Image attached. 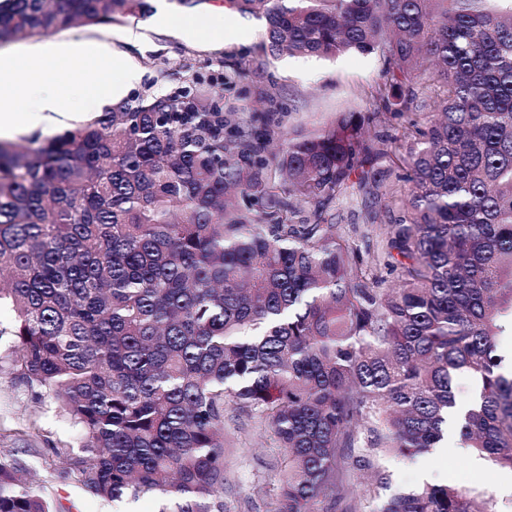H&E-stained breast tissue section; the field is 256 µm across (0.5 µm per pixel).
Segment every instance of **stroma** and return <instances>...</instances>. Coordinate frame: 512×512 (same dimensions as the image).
<instances>
[{
  "instance_id": "35a3bbf8",
  "label": "stroma",
  "mask_w": 512,
  "mask_h": 512,
  "mask_svg": "<svg viewBox=\"0 0 512 512\" xmlns=\"http://www.w3.org/2000/svg\"><path fill=\"white\" fill-rule=\"evenodd\" d=\"M171 14L173 20L167 24L149 15L131 17L109 28L76 26L2 44L0 55L19 53L27 64L35 65L50 46H85L120 54L138 73L129 83L122 72L113 74L114 81L124 82L129 95L148 89L176 91L191 86L196 78H211L223 96L228 120L236 124L245 122L251 113L284 108L287 127L311 129L329 124L343 112L363 114L376 109L364 93L368 85L383 80L385 65L376 55L352 53L333 61L270 56L264 49V18L229 12L223 0H205L195 9V17L203 19L206 28L192 36L177 23L186 16V9L176 5ZM241 26L248 27V37H231V29ZM132 29L140 37L130 42L126 34ZM263 92L270 94V101H260ZM224 426L227 437L235 442L227 457V478L233 490L226 493V502L232 512H264L277 484V473L268 466L267 435L230 410L225 413ZM81 438V430L38 389L29 387L9 368L0 369V451L16 454L30 479L67 512H161L168 505V498L157 494L108 502L56 478V449H67L70 459H79ZM380 465L390 476L391 489L422 485L421 474L426 471L432 483L488 492L499 512H512V487L502 483V468L487 460L473 468L459 448L412 458L385 455Z\"/></svg>"
}]
</instances>
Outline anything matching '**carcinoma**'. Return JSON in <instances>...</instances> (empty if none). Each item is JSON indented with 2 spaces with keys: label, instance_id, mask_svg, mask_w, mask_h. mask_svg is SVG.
I'll return each mask as SVG.
<instances>
[{
  "label": "carcinoma",
  "instance_id": "cac0c4a2",
  "mask_svg": "<svg viewBox=\"0 0 512 512\" xmlns=\"http://www.w3.org/2000/svg\"><path fill=\"white\" fill-rule=\"evenodd\" d=\"M494 0H224L265 18L266 48L375 54L370 97L412 120L366 133L356 112L290 135L255 115L224 136L212 83L148 90L24 144L0 140V305L10 368L84 433L59 472L160 512H229L224 412L269 434L266 512H496L424 484L342 506L352 470L437 447L465 407L466 447L512 470V9ZM148 0H0V44L107 28ZM385 202L363 247L331 204ZM477 383L458 399L454 379ZM0 454V512H58Z\"/></svg>",
  "mask_w": 512,
  "mask_h": 512
}]
</instances>
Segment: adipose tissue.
<instances>
[{"mask_svg":"<svg viewBox=\"0 0 512 512\" xmlns=\"http://www.w3.org/2000/svg\"><path fill=\"white\" fill-rule=\"evenodd\" d=\"M59 64L63 65L66 78L83 85L88 99L93 101L102 97H120L124 86L113 81L112 74L130 70L125 60L94 52L70 53L62 64L55 57H47L38 67L26 68V76L21 84H0V135L18 129L21 113L33 114L35 125L50 126L71 109L70 98L45 90L47 77Z\"/></svg>","mask_w":512,"mask_h":512,"instance_id":"ef3b65f1","label":"adipose tissue"}]
</instances>
